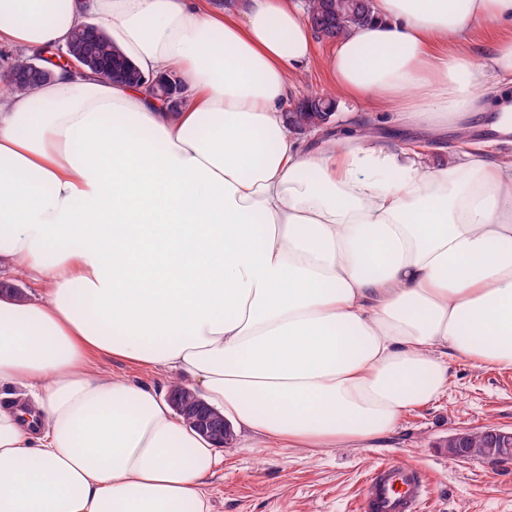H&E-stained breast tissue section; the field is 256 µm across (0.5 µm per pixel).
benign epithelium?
Here are the masks:
<instances>
[{"instance_id":"7a95c632","label":"benign epithelium","mask_w":512,"mask_h":512,"mask_svg":"<svg viewBox=\"0 0 512 512\" xmlns=\"http://www.w3.org/2000/svg\"><path fill=\"white\" fill-rule=\"evenodd\" d=\"M58 58L62 65L76 68H89L102 79H112V67L103 54L88 49H58ZM47 70L35 62L14 73V79L31 81L44 78ZM145 88L153 99L168 106L175 107L182 103L177 96L175 80H150ZM171 406L188 418L190 424L200 433L220 442L227 443L231 434L230 424L216 411L200 402L194 408H187L175 395L167 396ZM448 459L453 461H480L497 464L512 461V429L487 427L484 429H467L456 432L448 440L445 449Z\"/></svg>"}]
</instances>
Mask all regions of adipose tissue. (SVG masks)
Here are the masks:
<instances>
[{"instance_id": "adipose-tissue-1", "label": "adipose tissue", "mask_w": 512, "mask_h": 512, "mask_svg": "<svg viewBox=\"0 0 512 512\" xmlns=\"http://www.w3.org/2000/svg\"><path fill=\"white\" fill-rule=\"evenodd\" d=\"M95 18L145 89L52 65L0 100V512H211L224 454L147 367L275 448L370 446L448 391V360L512 369V0H375L326 57L379 127L454 133L446 166L351 135L306 149L294 0H0V43ZM481 22L493 32L472 44ZM175 80V77L171 78V80L167 79L165 81L152 79L147 81L143 86H145L153 99L166 104L168 107H175L183 102L182 98L177 96V85ZM106 370L116 377L130 378L135 381L144 382L154 386L160 390L164 388L162 379L153 373L147 372L136 367L128 366L127 364L112 359H98L97 360Z\"/></svg>"}]
</instances>
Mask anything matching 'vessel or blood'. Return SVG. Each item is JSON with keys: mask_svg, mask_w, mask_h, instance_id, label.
Instances as JSON below:
<instances>
[{"mask_svg": "<svg viewBox=\"0 0 512 512\" xmlns=\"http://www.w3.org/2000/svg\"><path fill=\"white\" fill-rule=\"evenodd\" d=\"M427 480L413 464L381 463L366 475L359 512H423Z\"/></svg>", "mask_w": 512, "mask_h": 512, "instance_id": "1", "label": "vessel or blood"}]
</instances>
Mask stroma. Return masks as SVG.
Wrapping results in <instances>:
<instances>
[{
    "label": "stroma",
    "instance_id": "obj_1",
    "mask_svg": "<svg viewBox=\"0 0 512 512\" xmlns=\"http://www.w3.org/2000/svg\"><path fill=\"white\" fill-rule=\"evenodd\" d=\"M512 429V369L448 361V393L408 413L372 448H272L235 433L224 469L206 488L212 512H358L365 475L405 460L427 475L424 512H512V463L449 460L444 441L457 430Z\"/></svg>",
    "mask_w": 512,
    "mask_h": 512
}]
</instances>
